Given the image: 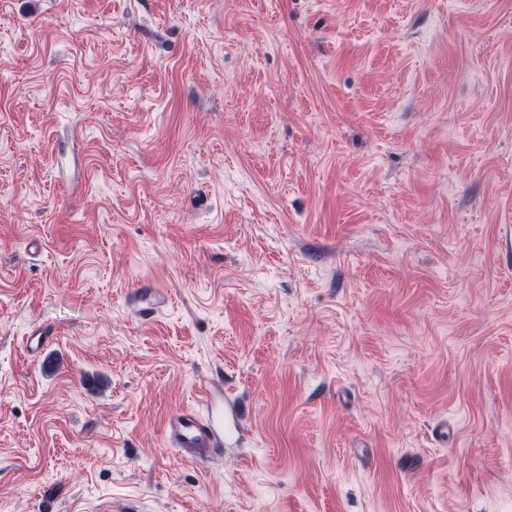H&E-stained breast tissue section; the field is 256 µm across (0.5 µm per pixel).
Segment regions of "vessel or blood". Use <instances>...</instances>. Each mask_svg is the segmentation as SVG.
<instances>
[{
    "label": "vessel or blood",
    "mask_w": 512,
    "mask_h": 512,
    "mask_svg": "<svg viewBox=\"0 0 512 512\" xmlns=\"http://www.w3.org/2000/svg\"><path fill=\"white\" fill-rule=\"evenodd\" d=\"M241 431L239 408L224 412L214 403L212 393H205L200 406L184 407L170 415L164 432L168 445L176 448L182 459L201 462L222 451L224 442Z\"/></svg>",
    "instance_id": "b4317fda"
}]
</instances>
